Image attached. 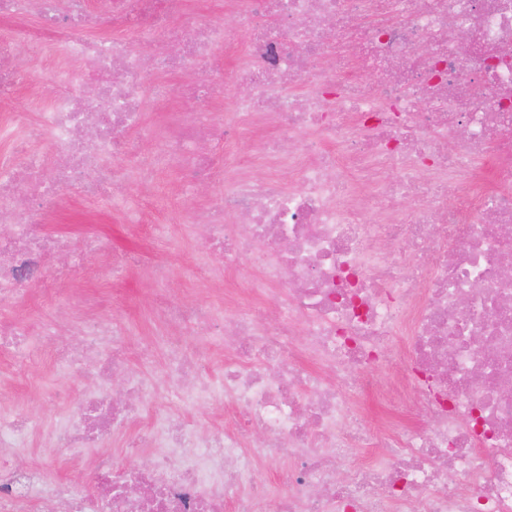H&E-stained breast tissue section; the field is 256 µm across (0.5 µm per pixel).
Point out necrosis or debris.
<instances>
[{"instance_id": "4bbe7bcc", "label": "necrosis or debris", "mask_w": 512, "mask_h": 512, "mask_svg": "<svg viewBox=\"0 0 512 512\" xmlns=\"http://www.w3.org/2000/svg\"><path fill=\"white\" fill-rule=\"evenodd\" d=\"M100 2L94 14L87 0H0L1 22L32 13L41 33L69 35L54 73L62 91L39 124L0 116V352L32 370L45 342L72 336L55 366L92 381L50 436L95 466L86 492L19 476L12 458L33 423L14 413L0 424V512H264L272 495L278 512H512V0H250L240 26L250 65L220 79H244L251 94L225 112L187 113L160 139L185 189H219L196 218L211 251L194 273L217 289L252 254L260 300L282 299L272 318L230 294L220 310L155 308L230 351L219 388L179 337L168 340L178 402L225 399L223 426L204 433L161 410L162 393L139 377L109 393L127 370L116 341L125 326L101 321L94 295L67 320L3 316L30 282L55 295L50 271L73 249L44 227L61 186L80 183L83 200L135 224L128 134L164 96L151 73L180 75L183 98L201 101L209 87L196 65L226 39L222 24L195 17L148 66L122 40L93 42L83 29L104 20L149 41L188 0ZM452 25L466 44L449 41ZM244 121L271 131L268 177L199 146ZM46 148L61 161L49 175ZM452 184L463 188L454 202ZM22 195L31 206L20 214ZM388 368L387 384L365 377ZM369 394L388 407L409 400L428 421L395 416L367 430ZM137 420L148 430L127 446L152 459L118 466L103 438ZM271 452L292 462L276 495L252 477Z\"/></svg>"}]
</instances>
